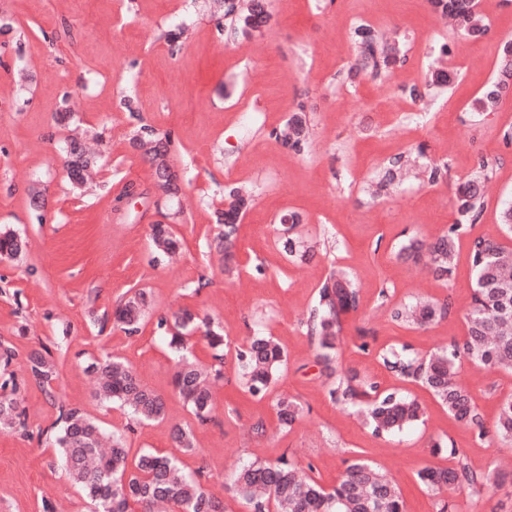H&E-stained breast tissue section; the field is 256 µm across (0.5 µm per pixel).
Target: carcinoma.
I'll return each mask as SVG.
<instances>
[{
    "instance_id": "obj_1",
    "label": "carcinoma",
    "mask_w": 512,
    "mask_h": 512,
    "mask_svg": "<svg viewBox=\"0 0 512 512\" xmlns=\"http://www.w3.org/2000/svg\"><path fill=\"white\" fill-rule=\"evenodd\" d=\"M435 13L449 17L456 31L464 36L479 37L485 29L476 13L475 0H429ZM223 8L224 32L236 40L249 37L267 27L271 18L266 0H220ZM351 40L358 47L355 62L342 73L344 84L354 86L364 74L377 77L397 60L399 43L383 37L373 27H353ZM500 80L493 83L478 100L479 110L492 111L504 87L512 80V57L502 45L499 61ZM282 146L302 153L309 149L310 127L304 106H299L285 124L270 133ZM131 140L139 141L151 163L170 157L173 144L169 131L142 126ZM64 169L69 182L81 188L89 171L98 166L99 155L76 138L65 140ZM405 155H396L385 162L377 185H392L406 166ZM497 160L483 158L480 175L457 186L456 223L434 242L426 245L416 238L408 239L400 255L418 260L423 251L431 257L432 273L438 279L452 278L455 268V247L461 226L474 224L482 216L486 198L484 180L493 172ZM228 209L216 211V223L224 225L219 245L227 260L234 258L241 217L253 206L254 198L236 183L224 186ZM154 248L164 254L182 249V239L168 224L151 227ZM282 250L293 261H306L314 255L316 243L302 244L294 237L280 241ZM28 242L21 235L0 232V261H14L25 256ZM471 260L475 289L464 314L465 336L428 358H420L407 346L390 348L380 353L384 367L396 376L417 382L428 389L454 419L467 428L485 435L481 413L470 393L455 375L461 359L494 369L512 371V249L491 239L477 237L471 243ZM359 289L346 270L332 265L321 281L316 303L306 320V331L319 348V358L328 377L331 401L343 407L363 411L366 424L376 436H392L420 421V403L396 392L379 390L375 381L356 374L336 372V341L344 317L357 310ZM152 310L149 294L140 289L120 302L113 316L128 334L139 331ZM456 313L450 300L415 301L392 309L395 321L423 325L443 320ZM204 326L205 337L213 350L212 358L224 364L227 341L219 327L184 308L162 317L159 327L168 331V345L178 353L173 387L189 413L200 422L210 418L214 394L210 373L194 357L188 335ZM17 356L12 346L0 345V428H13L22 423L25 410L18 397L19 384L9 367ZM236 359L242 387L253 396L264 397L277 384L286 363L284 350L272 337L258 334L238 349ZM28 374L41 385L48 398H54L52 382L57 368L54 360L39 351L27 356ZM87 371L97 377V398L106 404L127 409L140 423L160 420L166 415L163 394L144 385L133 367L120 357L94 360ZM275 410L279 428L287 430L301 417L303 408L294 399L277 397ZM60 429L54 445L60 448V460L68 480L94 505V512H153L159 503L170 506L171 512H227L224 501L207 492L201 484L184 472L182 461L175 454L145 450L128 464L130 449L122 436H114L108 448L103 447L102 427L77 407L59 410ZM495 432L503 445L512 447V397L505 398L499 408ZM175 447L185 453L194 448V434L189 426L175 425L172 431ZM453 465L426 467L418 473L428 489L443 492L450 488H467L480 492L492 487L512 485V475L494 464L480 472L472 469L466 459L454 454ZM233 496L244 501L250 512H263L273 503L278 512H406L398 486L379 468L363 459H355L340 480L327 488L305 468L287 456L269 463L253 460L241 464L231 483Z\"/></svg>"
}]
</instances>
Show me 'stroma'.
Instances as JSON below:
<instances>
[{"label":"stroma","instance_id":"stroma-1","mask_svg":"<svg viewBox=\"0 0 512 512\" xmlns=\"http://www.w3.org/2000/svg\"><path fill=\"white\" fill-rule=\"evenodd\" d=\"M211 0H0V21L13 23L20 41L0 35V226L27 237L26 256L0 262V341L19 358L11 369L26 385L21 393L30 438L0 428V512H41L56 499L60 512H90L41 438L57 418L56 402L82 409L108 434L127 435L131 456L151 449L174 451L171 429L191 426L186 472L202 471L204 484L227 512H247L226 486L243 460L276 461L287 455L312 465L314 477L333 486L354 458L369 460L394 480L407 512H437L448 502L456 512H512V488L428 491L423 468L446 466L457 449L475 470L508 455L496 437L500 402L512 395V373L462 364L459 381L479 407L487 432L457 423L419 383L402 380L378 361L380 350L408 346L426 355L461 339L462 309L470 301V244L486 237L512 245L500 224L512 200V91L496 112L474 104L497 78L502 43L512 38V0H478L487 33L464 39L438 25L428 0H267L268 27L241 44L226 40L221 13ZM366 23L405 40L406 59L380 79L356 86L337 75L357 56L351 28ZM186 25L188 40L170 50L162 30ZM448 54H441V46ZM452 73L448 87L429 86L430 68ZM424 93L412 101L411 89ZM73 96L81 130L100 133L102 170L83 194L66 180L60 148L67 130L54 115L64 93ZM134 100L131 118L125 100ZM312 125L308 151L297 154L272 138L298 106ZM171 132L170 159L183 174L179 196L155 194L149 165L130 141L135 124ZM425 146L426 156L449 165L434 185L403 175L382 196L368 187L380 164ZM498 159L488 203L479 223L463 226L457 268L450 280L434 279L424 265L398 259L410 235L431 242L456 218L454 193L482 158ZM134 183L123 219L106 224L114 196ZM254 190L238 236V271L224 272L215 248L221 226L215 209L226 208L224 186ZM39 185L45 206L34 211L27 189ZM296 212L303 222L286 230L280 219ZM172 225L182 237L178 262L157 253L150 226ZM323 239L305 262H292L279 241L287 233ZM346 268L359 288L360 306L347 315L336 352L339 369L377 380L422 403V423L390 437L375 436L349 408L328 397L318 350L305 334L320 281L330 265ZM153 299L150 316L130 336L96 323L129 290ZM452 298L448 319L423 327L392 321V305L418 298ZM188 307L224 330V378L207 423H196L171 388L176 358L161 315ZM272 334L287 355L274 395L258 399L236 380L235 354L249 336ZM49 352L58 365L54 398L27 379L25 356ZM128 360L142 382L166 398L164 419L128 434L129 417L95 396L88 359ZM303 407L291 429H279L275 394ZM264 422L265 434L254 426Z\"/></svg>","mask_w":512,"mask_h":512}]
</instances>
